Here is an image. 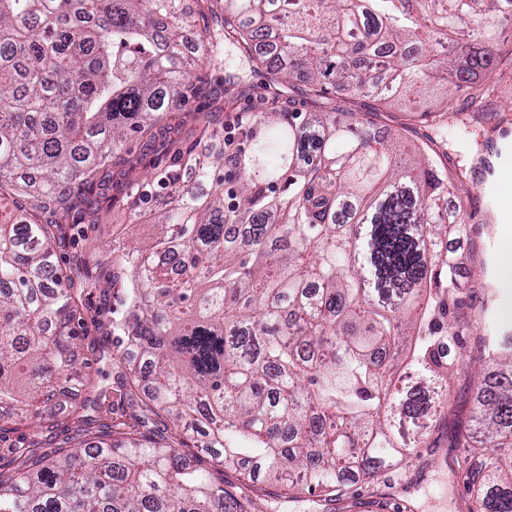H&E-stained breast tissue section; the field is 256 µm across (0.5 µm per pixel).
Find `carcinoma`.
<instances>
[{
  "label": "carcinoma",
  "instance_id": "carcinoma-1",
  "mask_svg": "<svg viewBox=\"0 0 512 512\" xmlns=\"http://www.w3.org/2000/svg\"><path fill=\"white\" fill-rule=\"evenodd\" d=\"M512 0H0V420H38L45 439L6 445L0 512H257L224 490L277 482L273 512L313 496L330 512L354 486L414 454L447 409L455 364L434 337L470 335L448 257V220L464 168L434 137L417 166L372 139L343 96L421 98L454 77L458 107L413 109L433 129L469 127L490 110ZM202 28L200 59L183 61L184 31ZM265 67L281 96L308 78L314 110L269 106L210 148L171 144L165 165L130 177V223L163 205L150 249L124 246L131 284L110 360L146 389L142 416H171L150 439L139 424H102L103 387L85 370L75 317L98 288L104 256L56 248L107 198L98 176L139 134L172 140L176 103L203 89L196 67L224 69L225 48ZM234 170L224 174V154ZM231 181L234 203L226 202ZM413 338L415 391L396 397L387 355ZM483 379L452 448L465 512H512V347L483 340ZM197 441L211 467L179 451Z\"/></svg>",
  "mask_w": 512,
  "mask_h": 512
}]
</instances>
